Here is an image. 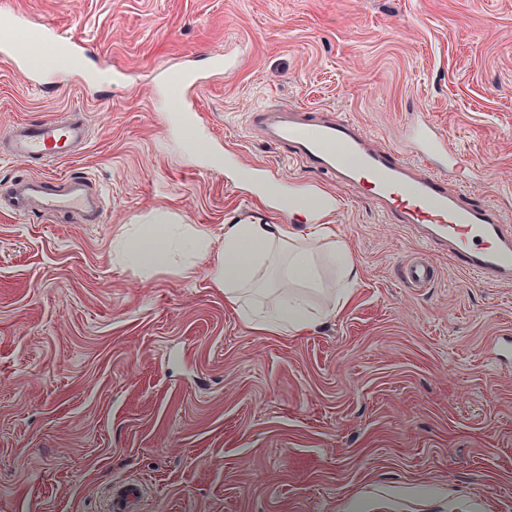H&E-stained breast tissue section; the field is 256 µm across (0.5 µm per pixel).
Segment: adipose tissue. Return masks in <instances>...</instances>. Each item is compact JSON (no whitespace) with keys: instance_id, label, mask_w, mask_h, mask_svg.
<instances>
[{"instance_id":"ef3b65f1","label":"adipose tissue","mask_w":512,"mask_h":512,"mask_svg":"<svg viewBox=\"0 0 512 512\" xmlns=\"http://www.w3.org/2000/svg\"><path fill=\"white\" fill-rule=\"evenodd\" d=\"M312 238L326 241L328 255L339 270L337 304H345L358 273L347 244L327 224L310 227ZM123 261L134 270L150 274L172 268L176 255L189 256L182 272L203 263L209 269L214 288L236 306L256 331L276 336H293L321 322L306 303V291L328 288L313 254L284 226L260 220L224 227V242L214 247L208 232L198 226L171 224L168 213L155 212L141 223L123 229L114 239ZM274 275L273 286L281 293L279 304L264 312L250 307L245 295L256 285L261 273Z\"/></svg>"}]
</instances>
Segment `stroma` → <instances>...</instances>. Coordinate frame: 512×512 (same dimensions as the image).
<instances>
[{"mask_svg": "<svg viewBox=\"0 0 512 512\" xmlns=\"http://www.w3.org/2000/svg\"><path fill=\"white\" fill-rule=\"evenodd\" d=\"M84 44L90 71L35 94L0 62V129L85 113L86 150L50 167L103 190L100 223L0 211V512H109L137 483L139 512H512V283L456 269L377 206L336 189L330 218L359 279L334 319L265 336L228 307L206 266L190 276L119 263L112 241L155 211L206 227L263 212L224 182L308 172L249 129L256 106L347 114L395 144L417 114L445 130L473 200L512 217V0H0ZM235 72L197 97L211 152L153 102L156 69ZM435 268L425 288L403 270ZM435 276L434 267L426 261L414 259L405 269L406 281L415 288H422L429 284Z\"/></svg>", "mask_w": 512, "mask_h": 512, "instance_id": "stroma-1", "label": "stroma"}]
</instances>
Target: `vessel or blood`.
<instances>
[{
  "label": "vessel or blood",
  "mask_w": 512,
  "mask_h": 512,
  "mask_svg": "<svg viewBox=\"0 0 512 512\" xmlns=\"http://www.w3.org/2000/svg\"><path fill=\"white\" fill-rule=\"evenodd\" d=\"M68 58L65 66L43 68L46 57ZM78 44L55 28L29 16L0 14V59L25 71L38 84L78 74ZM202 75L181 73L161 79L162 98H175L179 111L195 113L194 93ZM249 128L266 143L282 150L309 172L329 177L373 201L388 223L404 224L420 234L423 243L446 250L461 271L486 281L512 282V225L501 211L474 202L455 185L462 159L448 146V137L435 125L416 118L406 126L399 145L376 143L359 124L328 109L268 104L251 114ZM89 141L85 114L64 113L36 123L14 122L0 130V158H17L37 171L11 182L6 205L9 214L24 220L34 216H79L90 222L102 208V193L87 176L45 175V168L83 151ZM253 193L265 196L270 212L289 220L301 203L314 201L317 224L335 212L336 198L320 184L297 191L284 190L268 169L256 168ZM435 276L426 261L413 260L406 281L422 288ZM140 497L136 486H118L112 495L114 512H133Z\"/></svg>",
  "instance_id": "vessel-or-blood-1"
}]
</instances>
